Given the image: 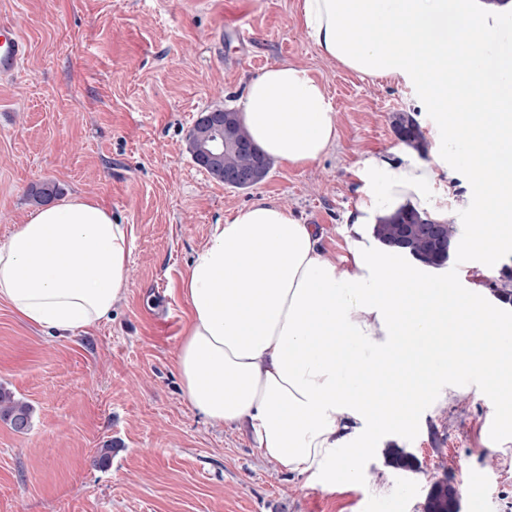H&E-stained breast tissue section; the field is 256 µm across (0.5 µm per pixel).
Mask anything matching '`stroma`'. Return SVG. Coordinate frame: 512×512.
<instances>
[{
    "label": "stroma",
    "mask_w": 512,
    "mask_h": 512,
    "mask_svg": "<svg viewBox=\"0 0 512 512\" xmlns=\"http://www.w3.org/2000/svg\"><path fill=\"white\" fill-rule=\"evenodd\" d=\"M302 0H0V25L28 44L0 77V242L34 210L31 185L53 181L133 227L131 286L111 315L71 336L22 321L0 302V389L28 404L27 431L0 419V512H423L433 484L457 485L461 512H512V389L459 370L441 378L363 454L361 480L309 482L282 471L240 425H212L183 394L176 365L187 300L178 291L211 225L265 199L320 229L343 262L360 161L400 145L389 117L411 113L428 140L455 109L397 76L365 77L324 58ZM252 38L241 43L237 27ZM289 63L324 82L335 145L303 168L273 164L239 190L193 161L198 113L236 107L247 83ZM449 164L430 197L458 230L475 195ZM512 271V242L491 264L452 257L441 271L485 293ZM111 447L107 466L98 451ZM417 467L387 465L385 450Z\"/></svg>",
    "instance_id": "obj_1"
}]
</instances>
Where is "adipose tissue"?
Here are the masks:
<instances>
[{"label": "adipose tissue", "instance_id": "1", "mask_svg": "<svg viewBox=\"0 0 512 512\" xmlns=\"http://www.w3.org/2000/svg\"><path fill=\"white\" fill-rule=\"evenodd\" d=\"M512 0H303L320 52L371 77L421 81L464 107L434 162L411 147L361 161L353 233L413 208L447 210L431 186L449 157L482 191L457 238L460 255L496 256L512 238V44L496 40ZM253 142L273 161L314 163L337 138L324 84L293 64L267 68L241 98ZM132 227L83 195L41 207L0 244V300L64 336L110 315L130 284ZM356 244L349 265L315 225L261 200L210 228L182 281L189 312L176 363L188 403L212 424H246L264 456L293 475L353 482L356 461L442 374L464 368L512 384V328L478 287L450 289L403 252Z\"/></svg>", "mask_w": 512, "mask_h": 512}]
</instances>
